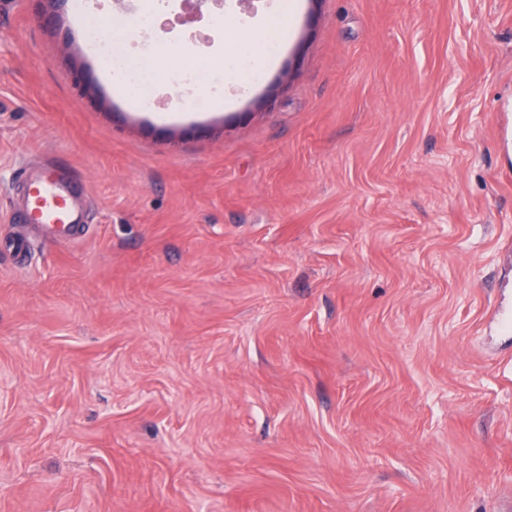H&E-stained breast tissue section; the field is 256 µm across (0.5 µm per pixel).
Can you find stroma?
I'll use <instances>...</instances> for the list:
<instances>
[{"label": "stroma", "instance_id": "35a3bbf8", "mask_svg": "<svg viewBox=\"0 0 512 512\" xmlns=\"http://www.w3.org/2000/svg\"><path fill=\"white\" fill-rule=\"evenodd\" d=\"M288 14L259 84L148 111L101 0H0V512L512 501V0ZM46 158L85 232L7 221Z\"/></svg>", "mask_w": 512, "mask_h": 512}]
</instances>
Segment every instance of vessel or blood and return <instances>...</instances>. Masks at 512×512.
I'll list each match as a JSON object with an SVG mask.
<instances>
[{
	"instance_id": "obj_1",
	"label": "vessel or blood",
	"mask_w": 512,
	"mask_h": 512,
	"mask_svg": "<svg viewBox=\"0 0 512 512\" xmlns=\"http://www.w3.org/2000/svg\"><path fill=\"white\" fill-rule=\"evenodd\" d=\"M21 187L25 195L22 216L27 223L43 225L55 234L77 227L80 217L73 206L74 184L57 165H49L37 176L24 175Z\"/></svg>"
}]
</instances>
